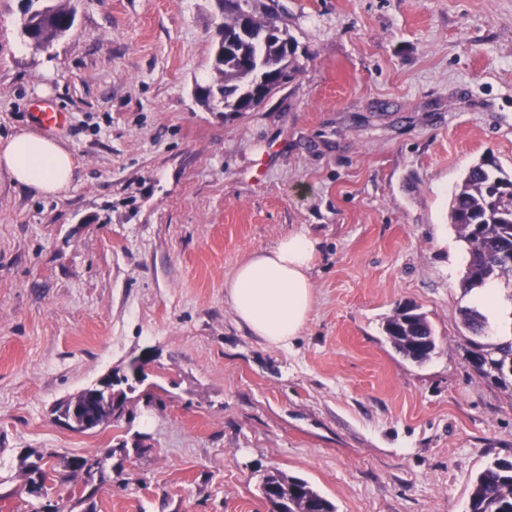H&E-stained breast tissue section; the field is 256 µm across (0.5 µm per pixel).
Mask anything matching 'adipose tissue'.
<instances>
[{
    "label": "adipose tissue",
    "instance_id": "ef3b65f1",
    "mask_svg": "<svg viewBox=\"0 0 512 512\" xmlns=\"http://www.w3.org/2000/svg\"><path fill=\"white\" fill-rule=\"evenodd\" d=\"M0 168L38 193L59 196L76 173L70 152L55 139L22 132L0 145ZM318 242L303 232L283 236L254 252L225 281L239 323L277 348L290 347L305 328L314 304L310 271Z\"/></svg>",
    "mask_w": 512,
    "mask_h": 512
}]
</instances>
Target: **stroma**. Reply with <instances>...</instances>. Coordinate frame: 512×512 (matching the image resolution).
<instances>
[{
    "label": "stroma",
    "mask_w": 512,
    "mask_h": 512,
    "mask_svg": "<svg viewBox=\"0 0 512 512\" xmlns=\"http://www.w3.org/2000/svg\"><path fill=\"white\" fill-rule=\"evenodd\" d=\"M49 49L0 0V138L47 100L76 179L47 197L0 171V512H271L260 480H307L336 512H466L512 458V393L469 360L465 248L449 204L494 157L512 175V0H256L301 71L255 110L199 99L214 0H71ZM319 241L290 349L224 293L255 251ZM418 306V364L386 318ZM151 352L156 403L75 433L62 400ZM100 456L103 481L35 498L36 455ZM384 333L398 353L416 363L430 359L438 347V338L426 316L413 304L396 308L384 324ZM414 339L420 341L419 350L412 346Z\"/></svg>",
    "instance_id": "stroma-1"
}]
</instances>
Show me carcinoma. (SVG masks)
<instances>
[{
	"label": "carcinoma",
	"mask_w": 512,
	"mask_h": 512,
	"mask_svg": "<svg viewBox=\"0 0 512 512\" xmlns=\"http://www.w3.org/2000/svg\"><path fill=\"white\" fill-rule=\"evenodd\" d=\"M221 10L219 28L224 41L213 45L212 82L198 86L201 101L212 111L239 114L250 112L281 85L293 81L300 72L298 43L273 20H261L247 13L254 32L250 40L241 37L240 17L224 12V0H216ZM75 20L70 0H25L20 22L21 36L34 47L48 49L69 32ZM450 224L466 246V270L462 287L472 290L490 282L512 276L499 270L498 253L504 245L512 246V177L491 157L473 164L455 188L450 204ZM482 228L473 232L471 225ZM463 322L475 336L485 334L486 319L476 309L463 311ZM384 333L392 347L416 363L431 358L438 338L426 316L415 305L405 303L396 308L384 324ZM483 351L476 372L488 376L512 363V340L494 345L471 342ZM56 466L44 456L29 466L27 480L35 474L49 480ZM104 475L100 459L84 458L79 470L69 474L83 477L88 483L94 475ZM260 491L272 512H336L335 505L312 485L299 477L270 471L262 479ZM468 512H512V460L496 459L473 481Z\"/></svg>",
	"instance_id": "cac0c4a2"
}]
</instances>
